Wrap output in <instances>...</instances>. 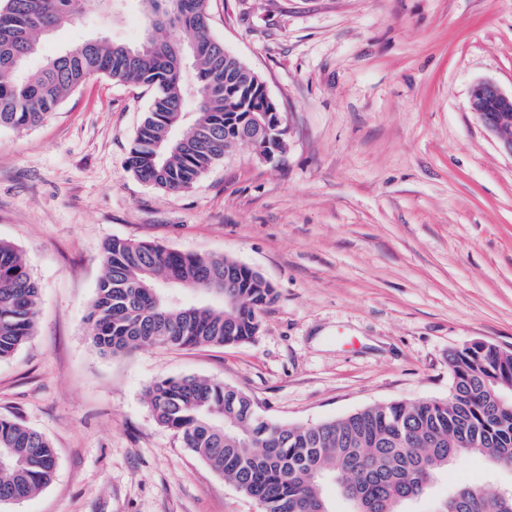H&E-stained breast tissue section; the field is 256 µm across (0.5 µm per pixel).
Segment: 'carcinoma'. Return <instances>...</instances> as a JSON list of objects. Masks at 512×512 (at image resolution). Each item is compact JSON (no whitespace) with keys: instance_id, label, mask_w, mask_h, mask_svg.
<instances>
[{"instance_id":"obj_1","label":"carcinoma","mask_w":512,"mask_h":512,"mask_svg":"<svg viewBox=\"0 0 512 512\" xmlns=\"http://www.w3.org/2000/svg\"><path fill=\"white\" fill-rule=\"evenodd\" d=\"M105 0H6L0 9V128L27 130L56 112L94 77L150 89L151 105L137 129L127 163L142 181L187 191L224 159L247 131L264 122L247 93L224 94V76L247 69L215 39L208 0H143L146 36L123 43L87 40L26 70L43 36ZM190 34L188 43L175 33ZM198 50L189 54L190 44ZM196 71L194 112H185L184 57ZM256 153L275 159L287 137L251 140ZM88 334L114 355L145 345L193 348L252 341L275 288L256 270L223 256H200L159 244L123 239L101 251ZM234 271L231 287L224 272ZM168 283L197 290L194 302H170ZM39 287L18 248L0 239V360L33 336ZM451 385L444 399L368 406L313 426L283 424L244 393L220 380L182 377L153 383L146 400L158 424L224 475L237 490L265 504L264 512H333L323 493L330 480L351 512H404L448 466L479 456L491 467L512 466V413L494 395L512 385V352L474 344L448 354ZM57 457L40 432L0 417V506L46 487ZM435 512H512V492L492 493L463 482Z\"/></svg>"}]
</instances>
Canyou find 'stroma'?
Returning a JSON list of instances; mask_svg holds the SVG:
<instances>
[{"label":"stroma","instance_id":"1","mask_svg":"<svg viewBox=\"0 0 512 512\" xmlns=\"http://www.w3.org/2000/svg\"><path fill=\"white\" fill-rule=\"evenodd\" d=\"M210 32L261 76L288 125L278 160L243 145L196 185L140 181L128 151L152 100L97 77L39 126L0 129V239L40 288L33 336L0 360V416L41 432L52 482L0 512H260L160 426L155 381H224L272 419L318 423L447 397L450 351L512 352V154L469 108L481 80L512 89V0H209ZM139 0L41 41L27 67L144 35ZM226 256L276 290L254 341L93 347L88 316L110 239ZM512 489L473 457L457 482Z\"/></svg>","mask_w":512,"mask_h":512}]
</instances>
